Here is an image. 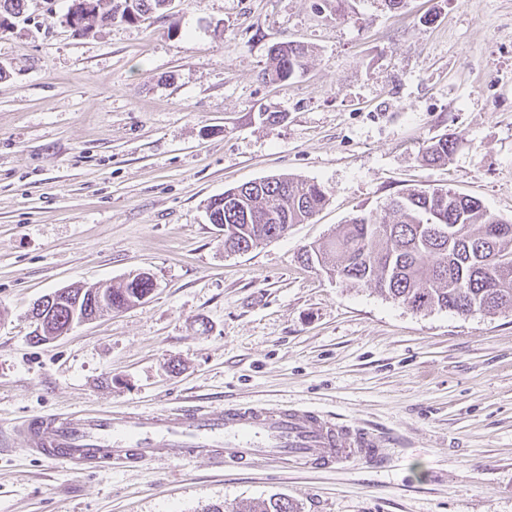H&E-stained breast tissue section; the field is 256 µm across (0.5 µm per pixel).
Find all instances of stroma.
I'll return each instance as SVG.
<instances>
[{
  "label": "stroma",
  "instance_id": "stroma-1",
  "mask_svg": "<svg viewBox=\"0 0 512 512\" xmlns=\"http://www.w3.org/2000/svg\"><path fill=\"white\" fill-rule=\"evenodd\" d=\"M69 3L26 0L0 28V512H243L273 495L297 512H512V309L416 312L299 259L408 188L512 216V0H175L84 35ZM284 41L311 56L275 81ZM445 133L452 159L425 165ZM279 175L324 186L325 208L225 250L210 201ZM135 271L156 284L144 301L30 342L45 295ZM188 401L312 408L389 455L77 470L9 432Z\"/></svg>",
  "mask_w": 512,
  "mask_h": 512
}]
</instances>
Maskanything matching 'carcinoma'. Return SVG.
Here are the masks:
<instances>
[{
	"label": "carcinoma",
	"instance_id": "1",
	"mask_svg": "<svg viewBox=\"0 0 512 512\" xmlns=\"http://www.w3.org/2000/svg\"><path fill=\"white\" fill-rule=\"evenodd\" d=\"M25 0H0V28L23 14ZM165 0H106L112 20L138 22ZM307 46L281 42L270 49L271 77L286 80L306 69ZM457 138L442 135L422 152L429 164H446ZM325 188L310 180L278 176L224 191L211 201L208 220L224 226V248L247 252L303 224L326 205ZM303 263L341 280L371 285L410 309L474 308L494 313L512 308V218L491 212L472 196L448 188H413L391 199L384 216L361 212L336 228L326 244L311 245ZM153 291L150 278L131 273L117 286L70 288L54 301L46 327L30 332L34 344L57 325L91 320L109 308L125 309ZM249 512H295L286 499L271 498Z\"/></svg>",
	"mask_w": 512,
	"mask_h": 512
}]
</instances>
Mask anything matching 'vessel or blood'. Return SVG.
Listing matches in <instances>:
<instances>
[{
	"instance_id": "1",
	"label": "vessel or blood",
	"mask_w": 512,
	"mask_h": 512,
	"mask_svg": "<svg viewBox=\"0 0 512 512\" xmlns=\"http://www.w3.org/2000/svg\"><path fill=\"white\" fill-rule=\"evenodd\" d=\"M26 450L49 461L144 463L209 456L218 464L271 460L301 469L383 461L380 436L317 411L270 404L186 405L164 414L87 410L34 416L17 424Z\"/></svg>"
}]
</instances>
